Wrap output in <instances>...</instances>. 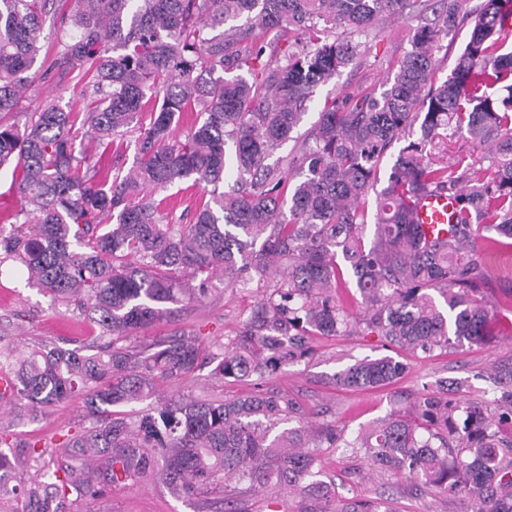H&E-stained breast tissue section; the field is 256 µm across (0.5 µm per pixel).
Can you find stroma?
<instances>
[{
	"mask_svg": "<svg viewBox=\"0 0 512 512\" xmlns=\"http://www.w3.org/2000/svg\"><path fill=\"white\" fill-rule=\"evenodd\" d=\"M417 24L414 18L387 20L362 36L363 46L356 64L318 89L308 102L299 127L273 153V160L286 159L309 138L326 97L341 99L366 88L383 90V82L392 72L394 62L409 47V31ZM79 80V75L74 74L59 85L33 87L22 103L24 111H34L50 103L82 109V100L73 92ZM480 296L499 315L491 341L442 354L408 357L407 371L390 386L350 389L331 382L334 373L356 361L388 355L386 342L371 334L314 338L313 359L283 365L273 383L299 402L313 422L333 421L350 434L359 427L379 423L391 412L406 410L424 388L441 378L461 381L456 399L483 404L495 394V387L487 378L491 369L512 368V251L495 250ZM258 298L255 287L231 289L214 283L205 298L172 305L167 319L155 333L162 336L181 330L194 331L208 340L224 342L235 336ZM98 335L93 323L76 320L72 312L51 307L48 298L28 287L25 271L12 265L0 269V342L22 347L40 340L76 337L90 344ZM17 413L12 405L0 407V429H7L13 441L12 448L6 451L12 465L0 470V482L10 489L9 495H0V512H21L23 508V499L12 494L11 489L27 484L36 475L35 469L26 465L30 444L49 437L62 442L90 424L85 408L76 401L61 403L35 421L18 418ZM322 464L324 481L334 484L339 492L360 499L389 498L395 512H466L468 508L466 502L458 499L411 494L404 477L366 472L363 461L345 457L332 448L323 450ZM232 498L240 512H295L297 505L294 496L273 485L253 493L238 489ZM65 512H224V496L216 493L204 502L189 501L171 494L156 477L147 476L113 485L105 496L94 500L67 499Z\"/></svg>",
	"mask_w": 512,
	"mask_h": 512,
	"instance_id": "1",
	"label": "stroma"
}]
</instances>
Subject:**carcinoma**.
Instances as JSON below:
<instances>
[{
    "instance_id": "obj_1",
    "label": "carcinoma",
    "mask_w": 512,
    "mask_h": 512,
    "mask_svg": "<svg viewBox=\"0 0 512 512\" xmlns=\"http://www.w3.org/2000/svg\"><path fill=\"white\" fill-rule=\"evenodd\" d=\"M411 16L425 22L409 33L385 89L325 99L311 140L269 164L317 89L359 57L351 34ZM465 17L469 40L440 82L434 52ZM508 25L512 0L474 9L470 0H0V167L13 165L23 201L10 228L0 227V266L23 267L51 305L95 322L105 339L44 341L20 357L1 347L12 391L0 399L26 401L33 419L82 400L93 425L57 446L76 461L99 450L111 459L105 469L54 470L53 441L32 446L40 478L25 488L22 512H61L71 495L94 499L150 472L189 500L230 481L295 491L297 512H391L321 481L324 448L464 498L472 512H512V440L497 432L512 421V371L491 370L498 394L484 405L451 398L458 383L443 379L411 413L350 438L331 421L310 424L274 388L179 393L134 416L120 411L207 366L216 380L267 384L311 355V337L359 326L415 355L486 343L495 315L478 299L491 259L481 241L491 230L493 244L512 245V51L502 52L500 38ZM63 26L70 34L53 61L36 66ZM74 71L90 75L83 111L49 106L13 120L27 90ZM188 112L193 123L177 131ZM461 131L493 157L455 176L427 148ZM129 135L133 165L110 176L109 148ZM405 139L380 182L383 158ZM189 179L208 199L183 224L156 195ZM436 192L454 196L457 209L448 234L430 239L416 210ZM346 271L364 305L357 319L335 296ZM215 280L261 293L222 352L195 332L131 342L164 320L166 305L207 296ZM406 368L382 356L332 379L375 389ZM292 420L298 426L274 432Z\"/></svg>"
}]
</instances>
